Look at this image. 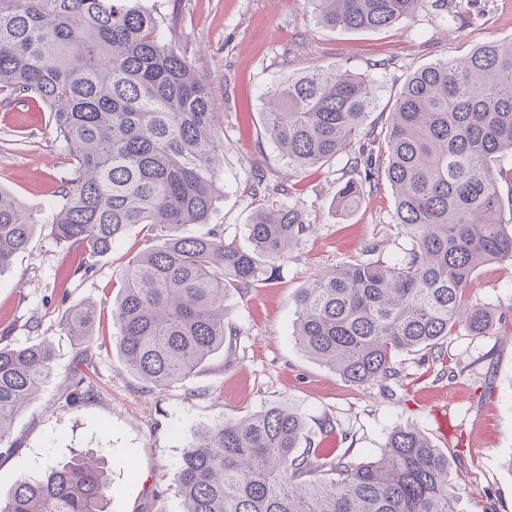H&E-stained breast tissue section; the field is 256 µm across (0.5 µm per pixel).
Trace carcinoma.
<instances>
[{
	"mask_svg": "<svg viewBox=\"0 0 512 512\" xmlns=\"http://www.w3.org/2000/svg\"><path fill=\"white\" fill-rule=\"evenodd\" d=\"M425 0H305L317 24L353 32L391 27ZM0 100L52 113L71 171L50 224L58 243L85 259L106 255L132 224L160 244L136 256L112 308L117 346L132 374L166 389L224 350V300L259 281L309 234L307 214L281 201L258 209L251 247L224 242L205 224L221 193L220 149L210 92L166 41L141 0H0ZM264 133L294 173L351 154L333 202L347 216L364 186L386 181L393 223L411 240L380 258L328 270L294 297L295 337L310 357L356 386L403 381L402 354L443 360L442 343L464 331L487 336L493 311L464 293L482 265L512 261L493 169L512 153V42L414 71L382 139L367 120L375 81L336 65L285 77L263 95ZM40 223L0 188V271L27 250ZM97 304L69 308L64 325L81 354ZM0 334V455L14 417L53 375L42 340ZM304 422L274 405L215 425L191 444L177 473L182 512H457L448 455L420 431L393 430L379 456L297 453ZM110 484L92 453L51 464L43 479L18 478L0 512H106Z\"/></svg>",
	"mask_w": 512,
	"mask_h": 512,
	"instance_id": "obj_1",
	"label": "carcinoma"
}]
</instances>
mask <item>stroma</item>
Segmentation results:
<instances>
[{
  "label": "stroma",
  "mask_w": 512,
  "mask_h": 512,
  "mask_svg": "<svg viewBox=\"0 0 512 512\" xmlns=\"http://www.w3.org/2000/svg\"><path fill=\"white\" fill-rule=\"evenodd\" d=\"M153 9L176 51L194 66L211 93L219 118L224 160L221 194L207 225L188 224L183 236L205 226L223 230L225 242L248 247L254 211L270 196L252 191L255 174L267 182L287 174L263 131L262 95L287 76L340 64L373 77L378 104L373 122L384 125L409 75L418 68L462 57L490 40L512 41V0H425L412 18L390 28L350 32L318 25L304 0H143ZM349 165L339 155L292 176L291 200L313 225L272 282H258L224 302L231 328L222 353L166 390L151 389L123 365L112 306L128 263L156 238L135 224L80 268L81 254L57 243L46 220L70 172L50 112L37 104L0 106V187L14 193L40 220L27 252L0 271V332L24 346L50 340L53 375L13 421L15 450L0 457V495L21 476L42 478L49 464L78 450L101 451L111 485L107 512H181L176 475L198 430L285 404L301 414L305 438L336 440L337 454L357 463L378 455L388 434L414 427L448 456L459 486V512H512V316L492 336L458 332L445 339V360L400 356L402 385L385 395L364 389L307 355L295 341L294 295L321 272L379 255L393 260L409 241L391 220L387 183L365 192L350 216L333 199ZM466 300L490 309L512 307V262L480 267ZM99 303L89 374L74 388L78 351L66 334L68 308ZM450 365L455 378L442 376Z\"/></svg>",
  "instance_id": "stroma-1"
}]
</instances>
